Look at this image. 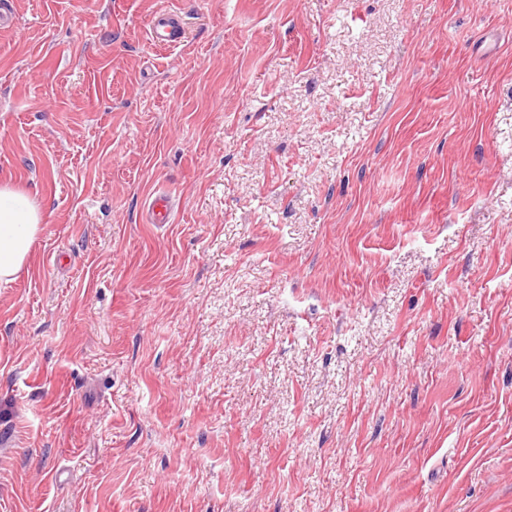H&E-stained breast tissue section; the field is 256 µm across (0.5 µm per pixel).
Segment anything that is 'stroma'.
I'll return each instance as SVG.
<instances>
[{
	"mask_svg": "<svg viewBox=\"0 0 512 512\" xmlns=\"http://www.w3.org/2000/svg\"><path fill=\"white\" fill-rule=\"evenodd\" d=\"M11 2L0 512H512V0ZM181 16L175 12H167L156 18L149 26L150 41L159 47L180 43L183 37ZM44 220L25 193L0 185V283L14 281L26 267ZM173 197L169 194L156 196L149 206L148 224H170L174 214Z\"/></svg>",
	"mask_w": 512,
	"mask_h": 512,
	"instance_id": "1",
	"label": "stroma"
}]
</instances>
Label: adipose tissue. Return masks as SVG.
Here are the masks:
<instances>
[{"mask_svg": "<svg viewBox=\"0 0 512 512\" xmlns=\"http://www.w3.org/2000/svg\"><path fill=\"white\" fill-rule=\"evenodd\" d=\"M43 223V213L25 193L0 185V283L14 281L26 267Z\"/></svg>", "mask_w": 512, "mask_h": 512, "instance_id": "1", "label": "adipose tissue"}]
</instances>
